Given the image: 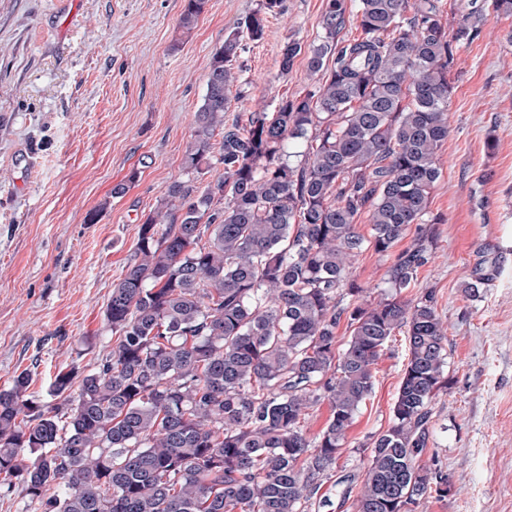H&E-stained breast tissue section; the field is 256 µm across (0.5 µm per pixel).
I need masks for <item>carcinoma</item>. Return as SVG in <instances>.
I'll return each mask as SVG.
<instances>
[{
    "instance_id": "1",
    "label": "carcinoma",
    "mask_w": 512,
    "mask_h": 512,
    "mask_svg": "<svg viewBox=\"0 0 512 512\" xmlns=\"http://www.w3.org/2000/svg\"><path fill=\"white\" fill-rule=\"evenodd\" d=\"M206 3L186 0L180 27L195 28ZM281 8L259 0L249 39ZM347 10L326 0L321 42L283 49L281 72L303 54L314 88L243 119L227 112L244 46L238 31L224 39L184 159L198 174L215 159L224 173L202 189L173 181L142 223L104 311L111 351L85 375L58 370L53 404L28 392L24 372L0 391V484L21 486L38 512H309L401 329L409 357L357 512H425L448 492L447 474L420 463L447 329L433 291H405L434 245L423 218L448 138V71L479 36L483 7L461 11L449 33L440 0H358L353 40L341 37ZM301 139L306 149L292 150ZM363 210L368 238L354 224ZM412 226L390 291L343 304L363 292L354 259L389 254ZM325 400L310 440L303 422ZM306 416L304 423V431L310 439L317 436L325 427L327 419L330 415L328 402L322 401L318 405L311 408Z\"/></svg>"
}]
</instances>
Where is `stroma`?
I'll use <instances>...</instances> for the list:
<instances>
[{"label": "stroma", "mask_w": 512, "mask_h": 512, "mask_svg": "<svg viewBox=\"0 0 512 512\" xmlns=\"http://www.w3.org/2000/svg\"><path fill=\"white\" fill-rule=\"evenodd\" d=\"M478 39L448 79L449 133L426 223L435 245L417 290H434L448 327L447 389L433 402L426 460L448 492L426 512H512V15L479 0ZM258 0H207L191 33L184 0H0V391L29 372L48 400L61 368L92 371L112 347L104 310L139 229L174 180L204 187L222 173L184 168L211 55ZM324 0H284L261 40L246 42L231 113L275 109L314 83L305 57L281 74V50L318 43ZM124 194L113 195L117 184ZM390 258L364 250L351 277L373 303ZM491 281L480 297L463 288ZM408 358L387 343L374 387L311 512H356L343 479L360 482L392 419Z\"/></svg>", "instance_id": "stroma-1"}]
</instances>
